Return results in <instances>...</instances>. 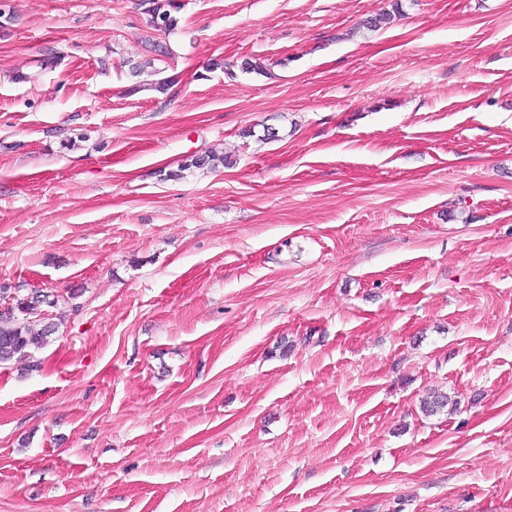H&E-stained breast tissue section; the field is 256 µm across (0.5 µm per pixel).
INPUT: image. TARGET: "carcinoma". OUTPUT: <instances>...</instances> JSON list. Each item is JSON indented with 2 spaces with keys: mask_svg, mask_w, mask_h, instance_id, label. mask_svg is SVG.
I'll return each instance as SVG.
<instances>
[{
  "mask_svg": "<svg viewBox=\"0 0 512 512\" xmlns=\"http://www.w3.org/2000/svg\"><path fill=\"white\" fill-rule=\"evenodd\" d=\"M180 9L177 0H147L146 14L149 26L163 33L177 28L175 13ZM229 164L228 156L208 151L185 160L176 169L161 170L159 176L163 181H176L183 178V172L190 169H217ZM59 296L33 291L29 294L13 293L9 303L0 307V365L13 361L27 360L35 350L43 348L53 334L54 328L48 324L37 328L42 317L35 311L42 306L54 307ZM452 399L447 394L435 392L423 401V409L428 413H438L448 406Z\"/></svg>",
  "mask_w": 512,
  "mask_h": 512,
  "instance_id": "carcinoma-1",
  "label": "carcinoma"
}]
</instances>
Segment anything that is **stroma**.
I'll return each instance as SVG.
<instances>
[{
	"label": "stroma",
	"mask_w": 512,
	"mask_h": 512,
	"mask_svg": "<svg viewBox=\"0 0 512 512\" xmlns=\"http://www.w3.org/2000/svg\"><path fill=\"white\" fill-rule=\"evenodd\" d=\"M179 2L0 0V512H512V0ZM145 13L149 15V26L158 32H172L177 28V17L174 13L180 9V4L175 0H144ZM229 163L228 156L208 151L201 155H195L191 159H186L177 169L160 170L159 176L164 181H176L182 179L184 177L183 172L190 168L215 170ZM18 292L11 293L10 288L0 287V299L8 294L5 297H9L10 301L0 307V365L28 360L32 351L42 349L54 332L52 325L48 324L36 329L43 317L33 312H43L41 308L44 305L56 306L60 295L40 290L31 294Z\"/></svg>",
	"instance_id": "obj_1"
}]
</instances>
